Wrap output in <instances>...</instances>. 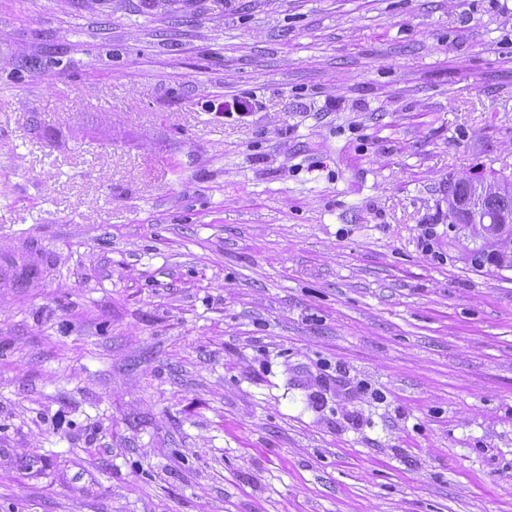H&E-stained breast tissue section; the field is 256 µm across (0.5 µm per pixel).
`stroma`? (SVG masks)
I'll use <instances>...</instances> for the list:
<instances>
[{
  "label": "stroma",
  "mask_w": 512,
  "mask_h": 512,
  "mask_svg": "<svg viewBox=\"0 0 512 512\" xmlns=\"http://www.w3.org/2000/svg\"><path fill=\"white\" fill-rule=\"evenodd\" d=\"M499 173L512 0H0V512H512ZM481 191L478 218L468 208L471 196ZM461 229L477 224L485 234V245L474 250L471 262L482 267L489 263L499 268H512V180L448 179V220Z\"/></svg>",
  "instance_id": "stroma-1"
}]
</instances>
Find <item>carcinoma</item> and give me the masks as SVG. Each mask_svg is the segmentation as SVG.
Instances as JSON below:
<instances>
[{
	"label": "carcinoma",
	"instance_id": "1",
	"mask_svg": "<svg viewBox=\"0 0 512 512\" xmlns=\"http://www.w3.org/2000/svg\"><path fill=\"white\" fill-rule=\"evenodd\" d=\"M448 219L466 229L481 227L485 245L471 262L512 268V180H464L448 177Z\"/></svg>",
	"mask_w": 512,
	"mask_h": 512
}]
</instances>
